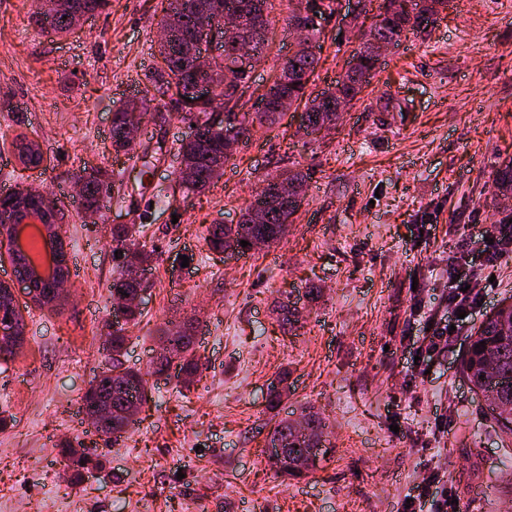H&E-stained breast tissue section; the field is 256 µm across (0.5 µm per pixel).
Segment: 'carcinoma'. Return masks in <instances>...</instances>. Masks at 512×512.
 Wrapping results in <instances>:
<instances>
[{"label": "carcinoma", "instance_id": "obj_1", "mask_svg": "<svg viewBox=\"0 0 512 512\" xmlns=\"http://www.w3.org/2000/svg\"><path fill=\"white\" fill-rule=\"evenodd\" d=\"M213 11L237 9L244 16L242 34L254 42L257 59L265 57L269 45L271 14L275 10L274 0H199ZM108 0H36L35 9L30 20L46 29L51 25L52 33L67 34L71 31V22L77 12L98 13L106 8ZM447 7V0H383L379 6L377 19L367 30L366 37L374 41H387L403 33L418 29L416 19L426 15L435 23L440 18V11ZM199 20L198 13L188 10L182 14L174 27L173 38L158 44L154 53L157 64L144 73L142 83L141 114H152L161 124L180 113L173 98L165 97L171 86H182L187 91L192 87L193 74L188 59L183 53L185 40ZM320 62L309 47L297 46L288 56L286 81L273 77L266 90L269 108L263 112H250L244 109L241 98L231 99L224 89V65L215 64L218 78L214 87L220 92L214 97L220 100L215 105L211 100L197 112L190 113L193 121L204 125L205 133L196 142H183L177 149L183 168L174 176L185 189L201 193L211 187L220 178L214 173V166L228 162L232 155L224 152L232 141H247L252 138L256 128L264 121L276 115L275 106L279 99L288 96L293 102H304L303 115L312 122L319 115L330 117L325 111L336 93H341L348 101L358 99L369 82L363 80L366 71L371 68L370 58L359 48L352 55L347 68L339 80V90L327 89L316 96L307 95V82L315 74ZM131 112L121 104L112 113V147L115 151L126 150V127ZM82 184V200L88 211H100L103 190L108 187L103 171L98 168H83L77 177ZM499 192L505 197L512 195V163L502 167L496 177ZM243 221L232 230L226 224H213L207 229L205 237L209 249L221 252L233 243L250 236L259 238L265 244H276L286 235V230L279 224L277 209L264 201L259 205L249 204L242 213ZM140 230L134 224L112 225V252L120 253L115 258L119 268L118 275L109 285L110 298L116 303L123 296L142 290L145 283L129 280V269H151L153 252L145 249L138 241ZM55 286L49 281L35 282L26 288V295L39 308H52ZM125 328L112 329L110 351L114 359L111 368L96 375L81 398V409L86 414L109 410L115 425L112 431H103L105 438L118 441L136 423V420L123 416L134 402L146 397L147 381L143 375L130 368L123 367L116 359L126 343ZM161 340L167 351L178 354L176 369L185 384H190L198 371V359L194 351V336L186 328L169 322L161 332ZM462 370L474 389L480 391L492 406L496 420L509 432H512V308L494 312L482 322L474 336L462 362ZM309 434L300 438L296 433L297 421L290 418L279 420L273 427L268 442L267 460L272 468L282 477L295 479L296 462L303 456L312 442H320L325 437L326 422L320 413L310 411L305 415ZM58 454L71 465L87 468L90 459L78 449L64 444Z\"/></svg>", "mask_w": 512, "mask_h": 512}]
</instances>
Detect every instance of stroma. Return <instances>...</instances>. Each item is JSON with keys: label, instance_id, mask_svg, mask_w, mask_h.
Masks as SVG:
<instances>
[{"label": "stroma", "instance_id": "35a3bbf8", "mask_svg": "<svg viewBox=\"0 0 512 512\" xmlns=\"http://www.w3.org/2000/svg\"><path fill=\"white\" fill-rule=\"evenodd\" d=\"M32 8L0 0V185L52 195L72 279L52 309L15 293L26 340L0 358V512H407L432 473L468 512H512V439L460 374L473 328L512 299V252L444 348L430 359L421 350L426 316L453 318L448 283L465 271L476 230L508 216L495 180L512 161V0H449L434 27L387 52L331 134H300L289 112L241 144L210 189L165 206L141 193L137 151L112 148V113L153 63L160 0H111L63 37L41 32ZM287 15L276 7L250 96L295 50ZM350 25L345 9L323 20L315 89L342 77ZM191 125L177 114L145 121L141 144L169 150L156 189L169 185ZM20 135L41 144L38 168L15 157ZM86 165L113 183L97 220L74 189ZM280 166L306 178L283 242L239 257L210 251L208 227L238 223ZM138 222L155 260L120 360L145 373L148 397L137 425L111 442L79 407L110 365L101 341L112 330L111 229ZM284 298L299 319L289 330L278 322ZM170 320L195 338L201 366L188 390L175 371L152 372ZM278 378L286 391L273 409ZM307 407L326 416L330 449L285 482L267 438ZM63 442L100 466L74 472L56 451Z\"/></svg>", "mask_w": 512, "mask_h": 512}]
</instances>
